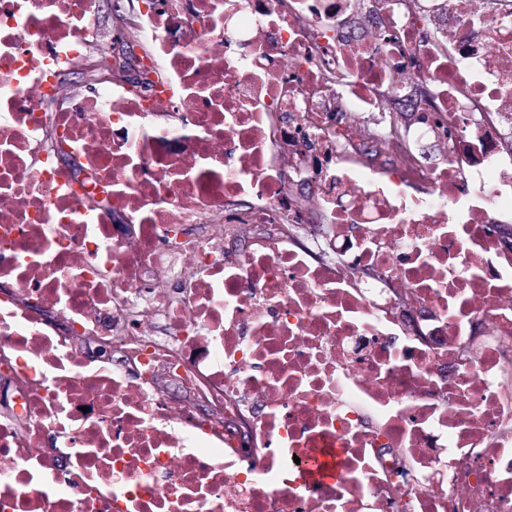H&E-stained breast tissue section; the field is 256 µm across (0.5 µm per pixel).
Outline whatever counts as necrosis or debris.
Listing matches in <instances>:
<instances>
[{
    "label": "necrosis or debris",
    "instance_id": "4bbe7bcc",
    "mask_svg": "<svg viewBox=\"0 0 512 512\" xmlns=\"http://www.w3.org/2000/svg\"><path fill=\"white\" fill-rule=\"evenodd\" d=\"M97 10L0 0V512H512V0H142L179 123Z\"/></svg>",
    "mask_w": 512,
    "mask_h": 512
}]
</instances>
